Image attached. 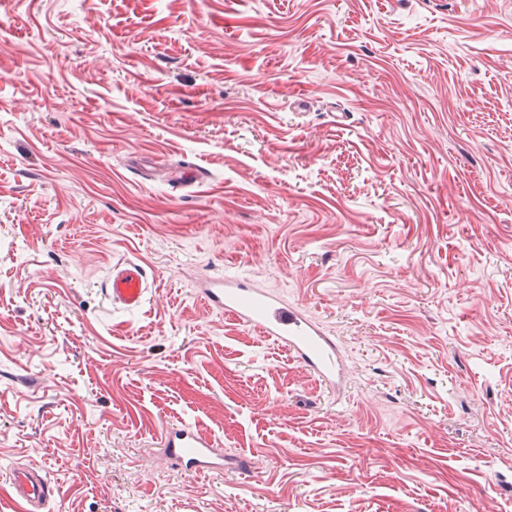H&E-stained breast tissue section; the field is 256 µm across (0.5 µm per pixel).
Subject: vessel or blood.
Wrapping results in <instances>:
<instances>
[{"label":"vessel or blood","instance_id":"vessel-or-blood-1","mask_svg":"<svg viewBox=\"0 0 512 512\" xmlns=\"http://www.w3.org/2000/svg\"><path fill=\"white\" fill-rule=\"evenodd\" d=\"M147 288L144 268L125 261L113 264L105 294L110 302L136 310L143 305ZM196 288L207 306L224 311L242 326L272 339L326 388L342 392L346 384V367L336 339L301 307L288 304L277 295L256 292L241 277L205 278ZM160 447L168 465L187 473L220 474L248 466L246 457L224 455L213 438L182 422L166 427ZM1 490L10 500L20 502L23 512H44L50 498V488L41 471L24 465L11 469Z\"/></svg>","mask_w":512,"mask_h":512}]
</instances>
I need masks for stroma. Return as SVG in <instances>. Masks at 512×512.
<instances>
[{
  "mask_svg": "<svg viewBox=\"0 0 512 512\" xmlns=\"http://www.w3.org/2000/svg\"><path fill=\"white\" fill-rule=\"evenodd\" d=\"M227 272L335 336L343 394L200 300ZM177 422L250 468L145 456ZM18 462L45 512H512V0L0 9ZM148 280L145 270L134 262H117L105 285V294L111 303L129 310H138L144 303Z\"/></svg>",
  "mask_w": 512,
  "mask_h": 512,
  "instance_id": "1",
  "label": "stroma"
}]
</instances>
